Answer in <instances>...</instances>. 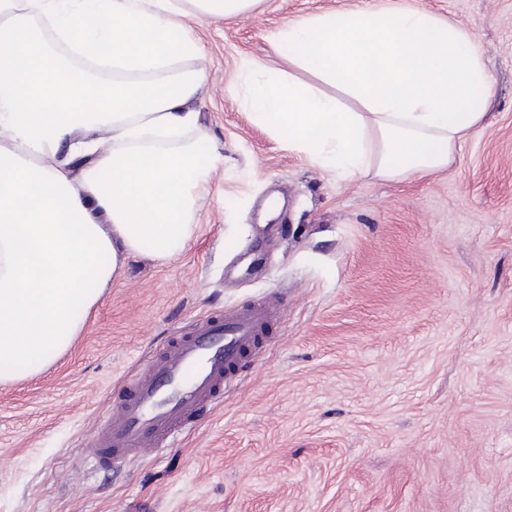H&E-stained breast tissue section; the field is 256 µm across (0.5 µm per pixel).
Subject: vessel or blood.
<instances>
[{
	"label": "vessel or blood",
	"instance_id": "1",
	"mask_svg": "<svg viewBox=\"0 0 512 512\" xmlns=\"http://www.w3.org/2000/svg\"><path fill=\"white\" fill-rule=\"evenodd\" d=\"M276 316L275 302L264 300L177 328L129 378L124 399L94 430L88 446L98 465L115 467L172 447L203 409L221 403Z\"/></svg>",
	"mask_w": 512,
	"mask_h": 512
}]
</instances>
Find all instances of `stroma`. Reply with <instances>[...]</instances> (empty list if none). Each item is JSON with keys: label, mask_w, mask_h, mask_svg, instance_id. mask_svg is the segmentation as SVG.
Here are the masks:
<instances>
[{"label": "stroma", "mask_w": 512, "mask_h": 512, "mask_svg": "<svg viewBox=\"0 0 512 512\" xmlns=\"http://www.w3.org/2000/svg\"><path fill=\"white\" fill-rule=\"evenodd\" d=\"M386 0H259L185 17L197 128L224 162L176 259L127 257L47 369L0 384V512H512V0H407L472 29L493 89L452 164L343 178L258 125L243 59L286 22ZM279 301L238 384L119 468L88 430L171 329Z\"/></svg>", "instance_id": "1"}]
</instances>
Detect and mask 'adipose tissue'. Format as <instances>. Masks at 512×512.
Wrapping results in <instances>:
<instances>
[{"label": "adipose tissue", "instance_id": "obj_1", "mask_svg": "<svg viewBox=\"0 0 512 512\" xmlns=\"http://www.w3.org/2000/svg\"><path fill=\"white\" fill-rule=\"evenodd\" d=\"M189 3L226 17L256 0H0L1 383L67 351L129 255L174 258L197 232L196 189L224 158L203 140L159 143L197 126L204 73L147 80L172 57H203ZM273 41L292 72L252 90L256 123L342 176L448 168L485 120L481 44L405 0L293 20ZM66 56L133 78L92 83Z\"/></svg>", "mask_w": 512, "mask_h": 512}]
</instances>
